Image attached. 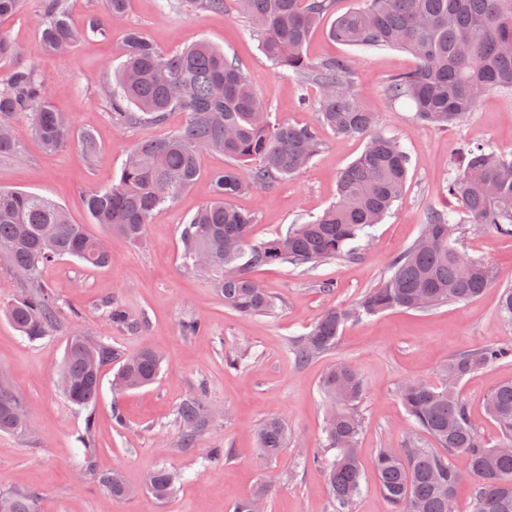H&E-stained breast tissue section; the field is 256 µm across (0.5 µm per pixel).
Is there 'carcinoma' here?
I'll use <instances>...</instances> for the list:
<instances>
[{
  "mask_svg": "<svg viewBox=\"0 0 512 512\" xmlns=\"http://www.w3.org/2000/svg\"><path fill=\"white\" fill-rule=\"evenodd\" d=\"M229 0H166V7L196 13L222 12ZM251 23L260 48L272 65L321 87L316 120L305 125L274 122L263 98L224 50L205 41L173 53L155 46L142 32H127L120 62L105 103L116 129L143 123L162 124L178 108L188 113L174 134L138 143L126 156L112 186L86 194L91 223L106 227L130 244L139 243L156 211L173 202L201 177V157L219 153L231 166L210 174L211 199L184 224L181 232L185 268L198 271L195 256L206 252L205 269L224 304L247 315L273 312L275 302L254 288L253 269L289 263L314 266L338 256L354 255L369 240L368 229L380 223L406 189L407 153L396 139L376 128L352 88L349 59L313 61L305 54L311 33L333 10L335 0H234ZM39 41L65 54L87 34L107 33L105 17L93 15L74 25L68 0H40ZM330 36L356 48H396L411 53L417 67L393 77L389 94L407 99L416 118L438 128L457 123L473 111L491 89L512 90V0H358L338 16ZM51 91L32 66L0 75V157H23L24 132L34 134L49 151L65 147L73 133L67 118L50 105ZM363 137L362 153L340 174L336 200L316 219L293 224L273 238L249 240L254 215L227 203L249 186H268L306 168L320 149L318 130ZM448 196L457 211L430 214L417 240L389 262L388 275L346 308L330 310L294 341V354L306 363L335 347L341 328L392 309L424 310L478 298L491 284L489 269L471 261L461 273L455 247L459 221L491 225L512 236V210L501 200L512 196V157L477 146L448 177ZM108 245L86 225L73 223L58 203L29 192L0 188V258L21 277L22 291L7 318L30 340L50 335L58 325V302L39 279L40 268L74 258L95 268L108 265ZM112 323L134 327L119 304H104ZM512 357V346H485L448 360L446 383L402 384L398 397L414 425L436 448L409 438L401 448H382L374 459L378 490L391 512H449L461 480L452 457L464 453L476 479L472 512H512V380L499 384L487 399V412L502 441L486 446L474 428L459 392L464 377ZM112 346L74 331L65 347L64 368L71 380L69 402L87 409L98 396V370L112 362ZM161 356L144 348L122 360L115 386L135 389L152 383ZM364 383L357 368L340 363L324 377L321 390L332 424L324 429V452L317 459L326 472L329 498L336 512H352L361 493L364 470L357 442L362 427L358 405ZM22 396L0 379V432L22 435L28 424L17 410ZM212 412L204 398L185 399L177 410L185 447L194 446ZM87 474L97 478L108 496L119 499L130 489L120 475L95 469L93 422L81 436ZM259 454L272 461L288 445V429L270 418L257 431ZM180 476L165 467L153 471L149 493L170 499ZM34 491L0 493V512H39Z\"/></svg>",
  "mask_w": 512,
  "mask_h": 512,
  "instance_id": "cac0c4a2",
  "label": "carcinoma"
}]
</instances>
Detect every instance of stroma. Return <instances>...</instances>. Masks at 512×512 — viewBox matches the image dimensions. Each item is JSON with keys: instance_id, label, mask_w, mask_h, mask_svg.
Segmentation results:
<instances>
[{"instance_id": "obj_1", "label": "stroma", "mask_w": 512, "mask_h": 512, "mask_svg": "<svg viewBox=\"0 0 512 512\" xmlns=\"http://www.w3.org/2000/svg\"><path fill=\"white\" fill-rule=\"evenodd\" d=\"M38 23L34 0H24L17 14L0 20V32L24 49L22 56L0 61V73L36 67L52 88V105L68 116L74 133L91 132L99 150L90 158L70 144L50 153L34 136H25L22 161L0 159V187L59 203L76 223L88 224L92 234L103 229L89 224L84 193L108 187L137 142L169 135L188 118L176 109L160 125L124 132L113 127L102 92L112 83L127 29H139L166 51L209 42L236 60L266 101L272 120L304 124L314 119L319 86L273 66L241 13L192 14L162 8L159 0H129L124 15L108 17L107 35H89L64 55L41 48ZM330 27V21H323L313 33L308 56L350 59L356 94L411 160L406 190L372 228L370 245L357 257L311 268L275 264L256 270L255 278L277 300L274 314L245 315L225 306L210 278L189 272L181 257V229L211 197L208 172L229 165L224 156L207 154L203 177L155 213L142 242L113 238L108 266L97 269L65 259L42 269L40 279L60 305V326L52 335L30 340L8 321L5 311L17 295L19 277L1 261L0 376L26 401L30 427L24 436L0 434V491L38 490L40 512H232L238 500L259 491L267 496L266 512H334L325 471L315 461L323 452L325 401L320 385L329 367L348 362L364 380L359 453L368 467L352 510L390 512L370 470L378 449L403 447L410 438L427 448L433 445L411 422L397 397L398 387L413 378L441 384V369L452 356L488 344L512 345V324L498 314L502 290L512 288V237L488 225L464 224L459 250L493 271L492 283L480 297L425 311H388L347 324L334 349L305 364L296 360L291 345L295 337L322 313L351 305L379 286L389 259L416 239L430 212L456 208L446 186L458 165L457 148L482 144L512 153V91L486 92L456 125H424L406 102L392 100L387 92L389 80L413 69L415 58L399 49L340 44L329 38ZM320 138V153L299 175L231 197L236 208L256 215L254 240L315 219L335 200L340 173L361 154L365 140L329 130L321 131ZM108 300L123 306L136 329L108 319L103 308ZM188 318L202 324L191 336L181 330ZM74 329L112 345L121 357L146 346L158 349L163 355L158 377L143 388L119 392L112 387L116 364L105 365L97 403L92 414H85L58 386L66 340ZM507 379H512V362H500L465 377L459 386L473 424L489 446L500 442L501 433L485 403ZM200 390L214 415L187 450L176 412L187 396ZM116 408L121 411L117 417L112 414ZM272 417L287 423L288 446L262 469L256 432ZM89 422L94 425L98 472H119L130 489L128 496L109 498L97 481L83 475L80 437ZM212 448L225 449L222 462H208ZM160 466L181 477L174 497L164 504L143 486L146 475Z\"/></svg>"}]
</instances>
